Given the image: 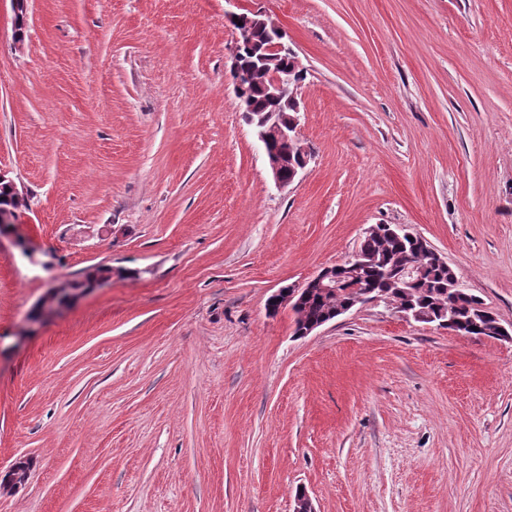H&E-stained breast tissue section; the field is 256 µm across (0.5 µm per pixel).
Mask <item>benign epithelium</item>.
Listing matches in <instances>:
<instances>
[{"instance_id":"7a95c632","label":"benign epithelium","mask_w":512,"mask_h":512,"mask_svg":"<svg viewBox=\"0 0 512 512\" xmlns=\"http://www.w3.org/2000/svg\"><path fill=\"white\" fill-rule=\"evenodd\" d=\"M228 18L241 22V28L234 30V46L229 50L231 74L239 111L245 114L247 123L252 126L256 137L260 140L270 141L274 139L285 145V154L267 152L265 156L274 183L280 188H286L294 183L299 172L307 166L312 157L311 148L301 138L299 103H294V116L289 123L281 120L280 114L276 110L265 112L257 119L253 118L252 108L246 105L244 97L245 88L252 81L253 69L244 66L237 44L258 28L270 32L267 44L262 47L260 61L265 64L267 70L265 92L275 102L283 101L290 89L295 87L294 72L282 69L278 61L288 55L294 57L296 53L284 43L286 33L282 28L278 24L270 22L264 13L259 11H253L249 14L230 12ZM288 154L301 160L300 166L294 169L289 177L284 175L285 156ZM386 234L397 238L414 236V233L404 225L372 224L364 229V235L367 237L378 238ZM381 266L388 267L384 274L393 275L391 283L394 288H407L416 283V277L421 275L420 267L403 256L379 260L377 257L367 255L357 249L341 263L334 266H325L302 285L291 287L288 290V301H293L302 292L305 294L310 291L322 294L334 293L341 282L357 276L361 270L365 268L377 270Z\"/></svg>"}]
</instances>
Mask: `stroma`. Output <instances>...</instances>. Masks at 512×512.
Here are the masks:
<instances>
[{
	"instance_id": "35a3bbf8",
	"label": "stroma",
	"mask_w": 512,
	"mask_h": 512,
	"mask_svg": "<svg viewBox=\"0 0 512 512\" xmlns=\"http://www.w3.org/2000/svg\"><path fill=\"white\" fill-rule=\"evenodd\" d=\"M286 30L313 158L274 184L235 7ZM0 512H512V338L387 302L306 337L280 288L371 224L512 326V0H0ZM34 257H27L24 246ZM110 285L35 322L55 284Z\"/></svg>"
}]
</instances>
